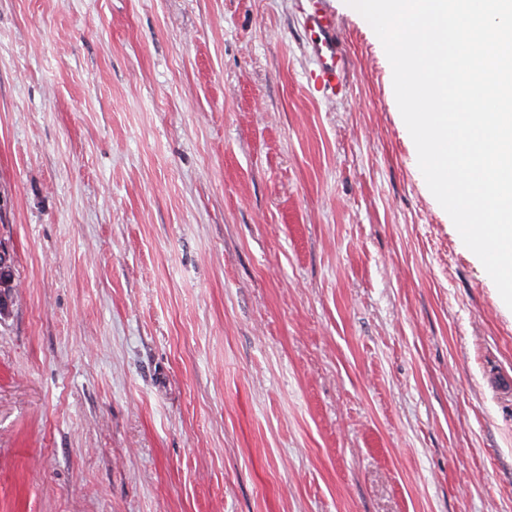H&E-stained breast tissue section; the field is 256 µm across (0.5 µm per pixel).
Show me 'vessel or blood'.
Listing matches in <instances>:
<instances>
[{"label":"vessel or blood","mask_w":512,"mask_h":512,"mask_svg":"<svg viewBox=\"0 0 512 512\" xmlns=\"http://www.w3.org/2000/svg\"><path fill=\"white\" fill-rule=\"evenodd\" d=\"M301 13L305 27L320 37L323 48L318 68L310 75L311 82L320 91L346 94L345 58L337 50L335 15L327 9L325 0H304Z\"/></svg>","instance_id":"1"}]
</instances>
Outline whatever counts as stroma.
<instances>
[{
	"mask_svg": "<svg viewBox=\"0 0 512 512\" xmlns=\"http://www.w3.org/2000/svg\"><path fill=\"white\" fill-rule=\"evenodd\" d=\"M0 0V512H512V309L377 35ZM301 1L305 2L301 6L305 27L322 37L321 46H318V68L310 74V81L320 91L346 94L347 87L343 80L345 58L337 51L336 15L327 9L325 0ZM12 258L8 251L0 250V310L5 311L15 292Z\"/></svg>",
	"mask_w": 512,
	"mask_h": 512,
	"instance_id": "stroma-1",
	"label": "stroma"
}]
</instances>
